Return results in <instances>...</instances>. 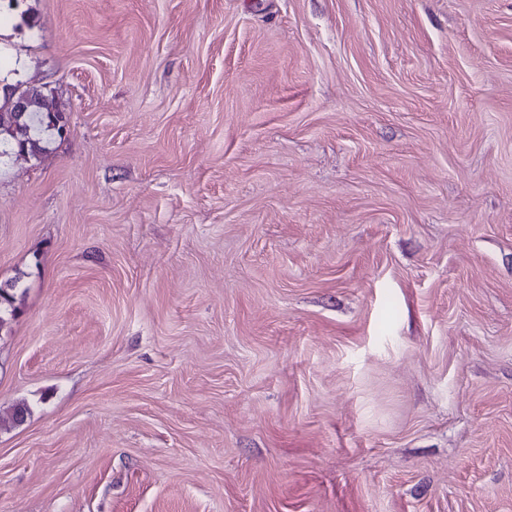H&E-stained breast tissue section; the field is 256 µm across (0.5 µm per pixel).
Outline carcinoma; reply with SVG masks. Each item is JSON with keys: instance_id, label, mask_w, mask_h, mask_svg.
<instances>
[{"instance_id": "cac0c4a2", "label": "carcinoma", "mask_w": 512, "mask_h": 512, "mask_svg": "<svg viewBox=\"0 0 512 512\" xmlns=\"http://www.w3.org/2000/svg\"><path fill=\"white\" fill-rule=\"evenodd\" d=\"M49 98L34 88L30 91V112L24 121L14 122L0 116V165L22 152L38 159L50 150L56 133L45 122ZM15 295L0 288V331L9 326L15 316Z\"/></svg>"}]
</instances>
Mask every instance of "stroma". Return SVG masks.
<instances>
[{"label":"stroma","instance_id":"stroma-1","mask_svg":"<svg viewBox=\"0 0 512 512\" xmlns=\"http://www.w3.org/2000/svg\"><path fill=\"white\" fill-rule=\"evenodd\" d=\"M65 109L0 167V512H512V0H0Z\"/></svg>","mask_w":512,"mask_h":512}]
</instances>
